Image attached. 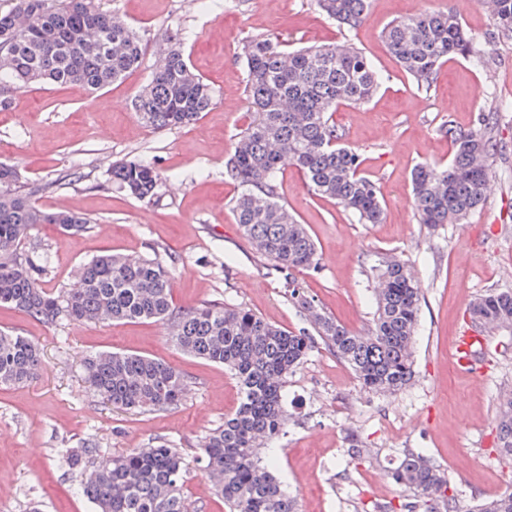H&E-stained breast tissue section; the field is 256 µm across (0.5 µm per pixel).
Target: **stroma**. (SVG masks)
Wrapping results in <instances>:
<instances>
[{"mask_svg": "<svg viewBox=\"0 0 512 512\" xmlns=\"http://www.w3.org/2000/svg\"><path fill=\"white\" fill-rule=\"evenodd\" d=\"M221 2L202 10L194 0H98L141 36V66L95 93L72 84L37 85L0 106V162L43 185L37 197L42 208L72 210L89 220L77 233L36 225L20 252L35 263L38 285L54 293L71 287L80 265L104 252L155 255L174 272L177 308L221 302L289 331L306 327L282 274L235 222L239 189L226 176L225 162L254 116L241 48L252 37L279 39L291 51L356 46L383 83L368 102L339 105L333 120L376 184L384 219L360 223L287 168L280 201L306 225L319 256L317 269L297 270L293 277L324 312L366 334L375 311L371 267L383 254L403 260L422 288L414 377L395 394L366 391L316 343L284 384L283 429L260 456L298 494L300 512H400L406 495L390 471L404 452H419L447 473L454 512H469L512 484V463L501 460L495 446L499 404L512 391V330L488 339L481 379L450 358L470 327V302L512 288V112L498 117L507 153L491 169L483 207L463 223H418L410 176L418 164L448 163L451 144L443 124L472 129L490 102L512 103V36L494 32L478 0H371L354 30L339 28L312 0ZM426 9L457 14L484 49L486 63L449 58L423 93L383 32L391 21ZM175 32L184 33L185 54L213 87L215 103L194 125L154 129L132 101L153 72L154 48ZM125 158L153 164L161 177L154 198H134L112 182L113 162ZM66 173L71 184L55 187ZM0 329L31 338L43 360L32 381L0 386V512H95L67 464L73 450L92 447L113 456L160 445L180 449L187 459L189 512H229L203 472L199 448L239 404L238 383L223 366L184 354L168 325L151 320L95 325L61 318L47 324L0 306ZM99 350L164 361L186 379L185 398L165 411L130 412L103 403L83 372L84 357ZM354 438L364 447L358 460L348 453Z\"/></svg>", "mask_w": 512, "mask_h": 512, "instance_id": "obj_1", "label": "stroma"}]
</instances>
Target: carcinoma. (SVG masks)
I'll return each mask as SVG.
<instances>
[{
    "label": "carcinoma",
    "instance_id": "1",
    "mask_svg": "<svg viewBox=\"0 0 512 512\" xmlns=\"http://www.w3.org/2000/svg\"><path fill=\"white\" fill-rule=\"evenodd\" d=\"M491 16L497 34H512V0H495ZM319 11L350 29L364 19L369 0H314ZM385 42L417 89L427 91L442 60L459 56L485 64L484 51L461 19L424 12L392 21ZM181 34L167 36L162 64L133 102L145 124L172 129L194 124L214 101L213 87L195 74L185 57ZM0 106L11 104L37 83L79 84L98 91L136 70L144 54L141 37L128 24L100 10L96 0H15L0 13ZM247 93L255 118L239 133L226 174L240 192L236 224L259 254L280 272L315 269V242L279 201L278 178L296 167L312 191L334 201L364 224H376L383 205L375 184L362 175L360 155L343 146L332 121L341 104L368 100L382 77L358 48L334 45L292 52L267 38L242 47ZM512 106L495 103L481 113L479 127L467 131L441 127L453 145L445 166L422 164L412 174L418 223L458 224L485 201L490 166L502 157L498 113ZM112 179L132 196L156 195L160 176L140 159L112 165ZM44 186L17 178L16 167L0 163V306L52 323L64 316L91 323L155 320L171 328L174 345L185 353L228 368L237 379L241 403L224 425L205 435L204 472L229 512H298L296 497L261 465L258 450L283 425L284 379L320 338L347 364L369 392L396 393L413 377L412 343L421 288L405 262L383 257L375 266L384 284L376 291L371 332H350L323 313L313 297L288 281L290 299L312 331L283 330L242 306L205 303L177 310L172 273L154 258L128 260L105 253L83 263L72 287L61 295L41 288L32 262L18 247L36 224H66L82 231L88 220L76 213L44 209L35 197ZM470 322L495 321L512 330V289L492 290L469 307ZM84 378L103 402L126 411L170 410L186 392L184 377L166 363L129 353L102 350L84 359ZM42 368L37 344L26 336L0 331V385H22ZM500 456L512 460V414L499 415ZM81 474L82 494L97 512H188L187 464L177 448H133L121 456L100 457L81 448L67 458ZM412 497L405 512H440L434 490L446 498L448 477L429 458L407 452L392 472ZM475 512H512V491L480 502Z\"/></svg>",
    "mask_w": 512,
    "mask_h": 512
}]
</instances>
